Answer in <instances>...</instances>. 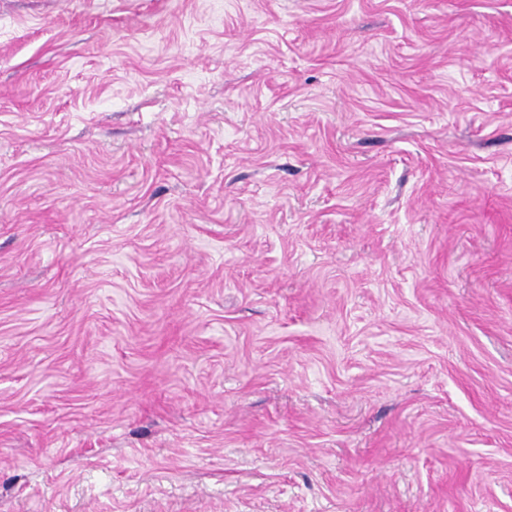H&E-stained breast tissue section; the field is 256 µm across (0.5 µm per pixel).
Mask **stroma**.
<instances>
[{"label": "stroma", "mask_w": 512, "mask_h": 512, "mask_svg": "<svg viewBox=\"0 0 512 512\" xmlns=\"http://www.w3.org/2000/svg\"><path fill=\"white\" fill-rule=\"evenodd\" d=\"M0 512H512V0H0Z\"/></svg>", "instance_id": "35a3bbf8"}]
</instances>
